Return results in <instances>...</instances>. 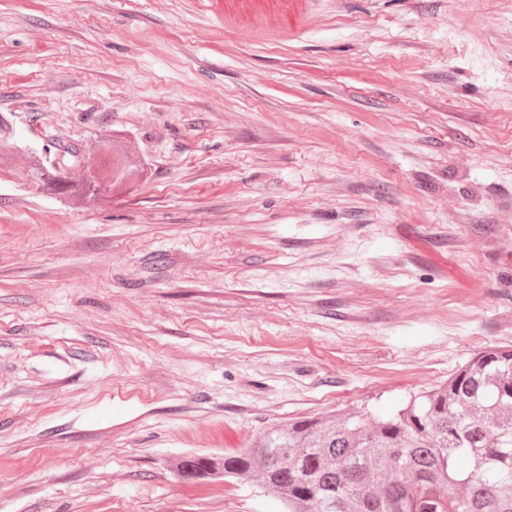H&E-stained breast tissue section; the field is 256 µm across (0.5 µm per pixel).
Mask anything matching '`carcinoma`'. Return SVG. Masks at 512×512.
<instances>
[{
    "label": "carcinoma",
    "mask_w": 512,
    "mask_h": 512,
    "mask_svg": "<svg viewBox=\"0 0 512 512\" xmlns=\"http://www.w3.org/2000/svg\"><path fill=\"white\" fill-rule=\"evenodd\" d=\"M65 167L34 160L26 181L36 189L93 197L97 174L78 162ZM224 478L259 484L276 494L282 512H512V349L486 348L443 386L406 408L380 416L351 413L299 420L224 457Z\"/></svg>",
    "instance_id": "carcinoma-1"
}]
</instances>
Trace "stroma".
I'll return each instance as SVG.
<instances>
[{"label": "stroma", "instance_id": "35a3bbf8", "mask_svg": "<svg viewBox=\"0 0 512 512\" xmlns=\"http://www.w3.org/2000/svg\"><path fill=\"white\" fill-rule=\"evenodd\" d=\"M0 142V512H281L179 465L512 346V0H0ZM68 167H74L78 170L74 177H64L63 172L67 169L65 166H45L42 162L34 160L28 166L25 175L26 181L36 190L56 186V190L61 193H70L80 197H94L103 188V182L98 175L88 169V165H83L79 161L77 165L70 164Z\"/></svg>", "mask_w": 512, "mask_h": 512}]
</instances>
